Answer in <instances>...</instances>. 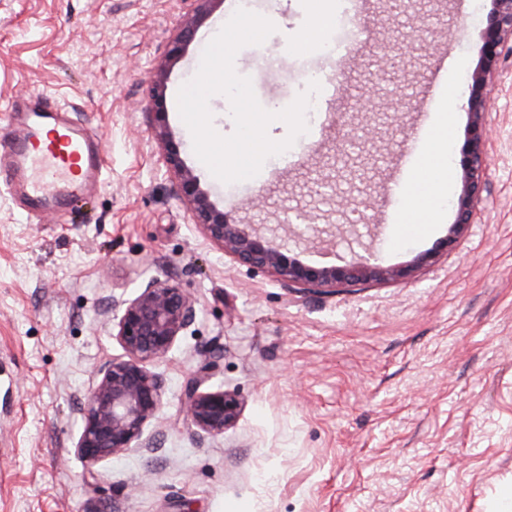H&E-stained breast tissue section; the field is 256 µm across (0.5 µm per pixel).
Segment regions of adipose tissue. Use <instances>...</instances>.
Instances as JSON below:
<instances>
[{"label": "adipose tissue", "instance_id": "ef3b65f1", "mask_svg": "<svg viewBox=\"0 0 512 512\" xmlns=\"http://www.w3.org/2000/svg\"><path fill=\"white\" fill-rule=\"evenodd\" d=\"M448 115L440 113L433 130V138L425 146L424 160L429 163L431 179L427 184L410 182L404 197L401 221L407 224H423L433 221L447 205Z\"/></svg>", "mask_w": 512, "mask_h": 512}]
</instances>
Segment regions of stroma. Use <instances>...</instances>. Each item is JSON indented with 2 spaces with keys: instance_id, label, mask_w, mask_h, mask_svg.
<instances>
[{
  "instance_id": "obj_1",
  "label": "stroma",
  "mask_w": 512,
  "mask_h": 512,
  "mask_svg": "<svg viewBox=\"0 0 512 512\" xmlns=\"http://www.w3.org/2000/svg\"><path fill=\"white\" fill-rule=\"evenodd\" d=\"M235 2L215 0L166 86L169 131L212 201L234 223L277 226L276 242L311 264L349 259L362 245L400 265L444 238L460 192L464 110L448 111L450 204L399 247L390 240L403 197L388 186L419 153L412 133L440 103L439 84L467 90L487 0H419L414 11L363 0L370 32L351 44L340 93L308 113L295 162L283 169L272 157L256 177L225 184L191 150L176 96ZM319 2L247 0L277 27L235 58L264 108L287 107L316 71L309 22ZM190 8L0 0V143L13 134L5 107L42 92L92 128L108 157L98 190L60 220L24 214L0 180V512H512V66L491 94L476 223L407 279L307 292L224 255L165 171L152 80ZM424 24L432 35L420 51ZM351 197L369 216L357 244ZM296 207L310 225L286 223ZM153 278L189 292L197 316L151 366L164 379L145 428L155 450L127 449L92 478L75 444L100 366L124 354L112 298ZM205 360L215 365L209 387L235 392L242 412L200 442L178 413Z\"/></svg>"
}]
</instances>
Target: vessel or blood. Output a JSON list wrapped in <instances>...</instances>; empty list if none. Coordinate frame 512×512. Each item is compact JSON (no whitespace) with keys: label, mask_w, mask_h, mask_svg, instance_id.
<instances>
[{"label":"vessel or blood","mask_w":512,"mask_h":512,"mask_svg":"<svg viewBox=\"0 0 512 512\" xmlns=\"http://www.w3.org/2000/svg\"><path fill=\"white\" fill-rule=\"evenodd\" d=\"M15 134L0 149V170L11 192L31 205L63 215L77 198L100 185L106 165L98 135L49 110L40 96L12 105Z\"/></svg>","instance_id":"b4317fda"}]
</instances>
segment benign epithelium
I'll use <instances>...</instances> for the list:
<instances>
[{"label":"benign epithelium","instance_id":"benign-epithelium-1","mask_svg":"<svg viewBox=\"0 0 512 512\" xmlns=\"http://www.w3.org/2000/svg\"><path fill=\"white\" fill-rule=\"evenodd\" d=\"M191 2L192 11L183 16L169 43L166 61L156 69L150 110L164 165L178 179L180 198L189 206L194 222L222 253L254 270L271 274L289 287L333 290L367 281L405 279L416 268L434 264L439 254L450 249L465 233L482 203L490 136L486 114L492 84L512 57V0H491L479 58L461 105L467 112L468 125L460 149L462 177L455 221L449 226L448 235L437 241L434 248L400 266L384 264L368 249L340 264L305 263L286 245L274 243L259 229L231 223L224 210L211 201L198 176L184 164L183 144L170 135L167 127V64L179 59L198 22L215 0ZM112 309L119 311L112 324V335L125 356L108 360L100 367L99 379L89 389L81 407L82 428L76 450L90 475L95 465L134 444L153 447V441L143 435L146 425L161 409L163 381L149 365L168 357L179 336L196 317L195 299L180 286L157 278L149 280L132 298L112 296ZM211 369V363L202 364L181 396L182 415L194 427V434L202 438L224 435L226 429L236 424L241 412V402L235 393L203 388Z\"/></svg>","mask_w":512,"mask_h":512}]
</instances>
